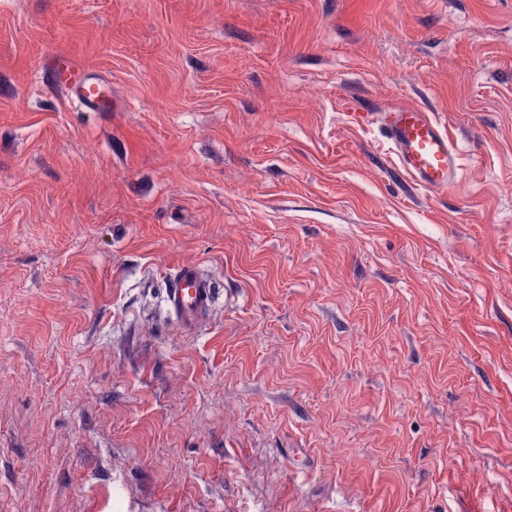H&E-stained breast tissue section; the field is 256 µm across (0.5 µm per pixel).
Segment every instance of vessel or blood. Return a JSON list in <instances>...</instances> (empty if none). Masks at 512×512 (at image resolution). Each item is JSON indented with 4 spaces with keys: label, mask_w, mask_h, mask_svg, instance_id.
<instances>
[{
    "label": "vessel or blood",
    "mask_w": 512,
    "mask_h": 512,
    "mask_svg": "<svg viewBox=\"0 0 512 512\" xmlns=\"http://www.w3.org/2000/svg\"><path fill=\"white\" fill-rule=\"evenodd\" d=\"M47 82L65 97L79 102L85 111L112 109L104 79L83 65L63 64ZM381 126L401 168L415 186L429 194H441L455 186L458 158L445 125L433 114L393 105L384 113ZM212 300L213 290L196 267L187 265L177 272L168 302L185 324H192Z\"/></svg>",
    "instance_id": "obj_1"
}]
</instances>
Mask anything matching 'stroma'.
<instances>
[{"instance_id": "1", "label": "stroma", "mask_w": 512, "mask_h": 512, "mask_svg": "<svg viewBox=\"0 0 512 512\" xmlns=\"http://www.w3.org/2000/svg\"><path fill=\"white\" fill-rule=\"evenodd\" d=\"M0 512H512V0H0ZM76 64L64 63L58 70L57 78L46 76L49 86L58 88L69 99L79 102L85 112L112 111L104 79L85 70L81 62L72 58ZM381 126L401 168L429 194L448 192L456 184L458 158L444 124L430 112L390 106ZM213 300V289L199 275L195 266H183L169 289L168 302L185 324L191 325L205 312Z\"/></svg>"}]
</instances>
